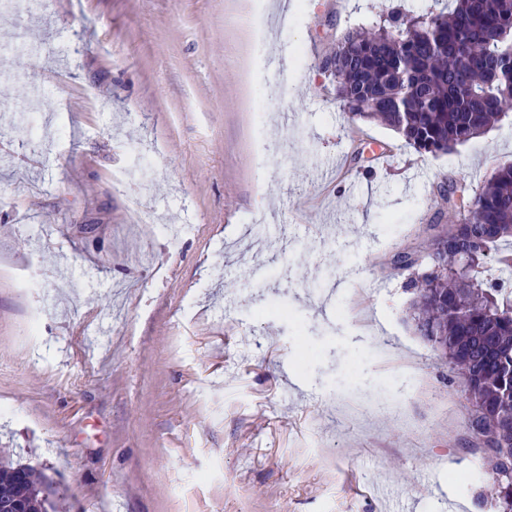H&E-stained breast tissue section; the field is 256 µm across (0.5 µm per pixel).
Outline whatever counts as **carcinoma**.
Here are the masks:
<instances>
[{"label":"carcinoma","mask_w":512,"mask_h":512,"mask_svg":"<svg viewBox=\"0 0 512 512\" xmlns=\"http://www.w3.org/2000/svg\"><path fill=\"white\" fill-rule=\"evenodd\" d=\"M448 10L408 16L392 11L349 32L331 56L336 95L350 117L379 122L424 153H448L486 134L512 108V0H448ZM367 106H361V103ZM462 207L448 235L433 239L430 274L411 280L414 320L423 336L469 381L466 394L486 430L512 442V162L482 186L448 185ZM42 480L31 468L0 464V497L25 512H45ZM503 512L512 487L491 482Z\"/></svg>","instance_id":"1"}]
</instances>
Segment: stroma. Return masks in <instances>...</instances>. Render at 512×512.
Listing matches in <instances>:
<instances>
[{"instance_id": "obj_1", "label": "stroma", "mask_w": 512, "mask_h": 512, "mask_svg": "<svg viewBox=\"0 0 512 512\" xmlns=\"http://www.w3.org/2000/svg\"><path fill=\"white\" fill-rule=\"evenodd\" d=\"M435 6L288 0L260 49L252 0H12L0 459L47 512H498L395 259L453 220L445 182L512 162V114L420 153L324 66Z\"/></svg>"}]
</instances>
